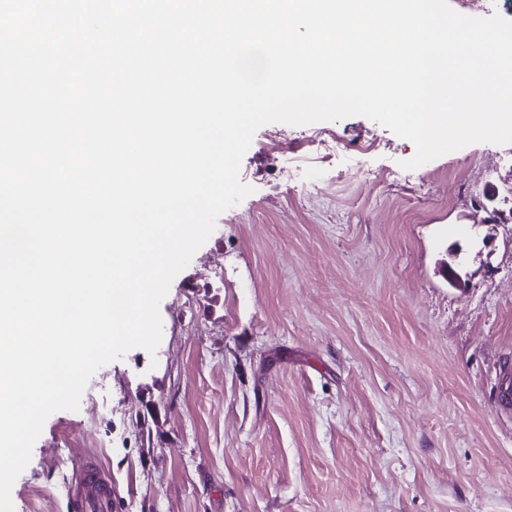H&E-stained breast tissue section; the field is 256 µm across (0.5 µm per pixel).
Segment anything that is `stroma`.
<instances>
[{
	"mask_svg": "<svg viewBox=\"0 0 512 512\" xmlns=\"http://www.w3.org/2000/svg\"><path fill=\"white\" fill-rule=\"evenodd\" d=\"M415 152L358 115L261 126L156 353L46 419L14 512H65L89 455L116 512H512V144Z\"/></svg>",
	"mask_w": 512,
	"mask_h": 512,
	"instance_id": "stroma-1",
	"label": "stroma"
}]
</instances>
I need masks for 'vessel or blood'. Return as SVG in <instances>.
Instances as JSON below:
<instances>
[{
  "instance_id": "vessel-or-blood-1",
  "label": "vessel or blood",
  "mask_w": 512,
  "mask_h": 512,
  "mask_svg": "<svg viewBox=\"0 0 512 512\" xmlns=\"http://www.w3.org/2000/svg\"><path fill=\"white\" fill-rule=\"evenodd\" d=\"M65 500L68 512H113L112 479L95 457H84L75 467Z\"/></svg>"
}]
</instances>
